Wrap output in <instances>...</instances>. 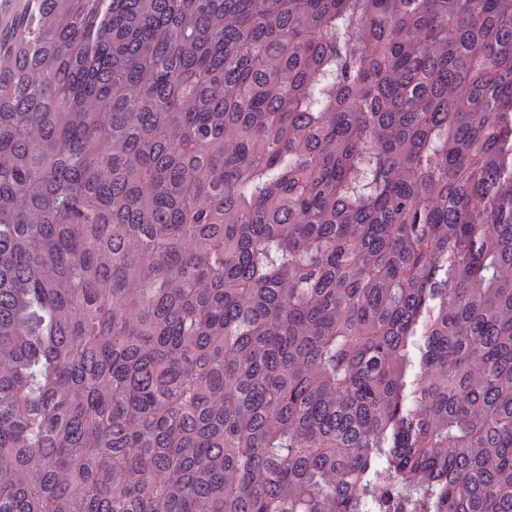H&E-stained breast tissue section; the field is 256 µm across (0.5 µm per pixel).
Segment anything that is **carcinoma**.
<instances>
[{
    "label": "carcinoma",
    "mask_w": 512,
    "mask_h": 512,
    "mask_svg": "<svg viewBox=\"0 0 512 512\" xmlns=\"http://www.w3.org/2000/svg\"><path fill=\"white\" fill-rule=\"evenodd\" d=\"M512 512V0H29L0 29V512Z\"/></svg>",
    "instance_id": "obj_1"
}]
</instances>
